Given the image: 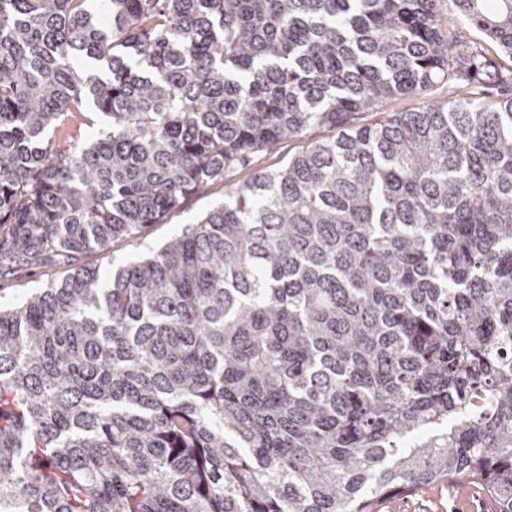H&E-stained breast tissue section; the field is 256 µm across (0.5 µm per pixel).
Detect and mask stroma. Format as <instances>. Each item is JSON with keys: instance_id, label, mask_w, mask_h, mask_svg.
I'll list each match as a JSON object with an SVG mask.
<instances>
[{"instance_id": "1", "label": "stroma", "mask_w": 512, "mask_h": 512, "mask_svg": "<svg viewBox=\"0 0 512 512\" xmlns=\"http://www.w3.org/2000/svg\"><path fill=\"white\" fill-rule=\"evenodd\" d=\"M302 141L286 140L269 153L260 154L251 169H241L225 182L192 196L185 206L168 215L164 223L144 226L138 236L112 242L106 251L88 252L76 257L74 264L43 263L32 267L0 270V306L9 307L46 287L50 282L64 279L72 265H85L103 270L126 264L148 254L168 242L186 225L198 219L224 201L229 188L247 180L253 169L274 171L301 150ZM488 498L480 488L457 481H439L422 487L409 496H390L381 512H486Z\"/></svg>"}]
</instances>
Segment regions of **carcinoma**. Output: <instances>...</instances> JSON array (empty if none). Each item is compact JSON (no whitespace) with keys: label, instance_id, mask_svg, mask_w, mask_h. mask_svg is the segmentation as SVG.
Masks as SVG:
<instances>
[{"label":"carcinoma","instance_id":"carcinoma-1","mask_svg":"<svg viewBox=\"0 0 512 512\" xmlns=\"http://www.w3.org/2000/svg\"><path fill=\"white\" fill-rule=\"evenodd\" d=\"M437 2L0 0V269L336 130L0 308V512H374L447 477L512 512V98L465 96L512 69V0H450L481 40ZM306 140H285L271 153H262L255 159V166L240 169L224 183L192 196L185 206L168 215L163 224H148L132 239L112 242L106 251H93L78 255L75 263H43L32 267H14L0 270V306H12L31 294L45 288L51 281H61L76 266L100 267V270L124 265L130 260L144 256L150 250H157L179 233L187 224L198 219L224 202V193L234 185L247 180L255 169L278 170L288 159L305 146Z\"/></svg>","mask_w":512,"mask_h":512}]
</instances>
